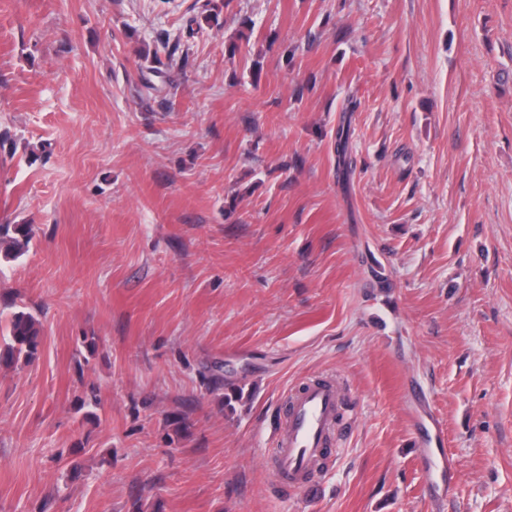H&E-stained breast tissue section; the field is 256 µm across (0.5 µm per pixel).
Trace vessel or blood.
<instances>
[{"label": "vessel or blood", "instance_id": "vessel-or-blood-1", "mask_svg": "<svg viewBox=\"0 0 512 512\" xmlns=\"http://www.w3.org/2000/svg\"><path fill=\"white\" fill-rule=\"evenodd\" d=\"M338 393L326 379L314 380L290 396L285 432L277 433L271 478L283 488L306 487L319 473L332 441Z\"/></svg>", "mask_w": 512, "mask_h": 512}]
</instances>
